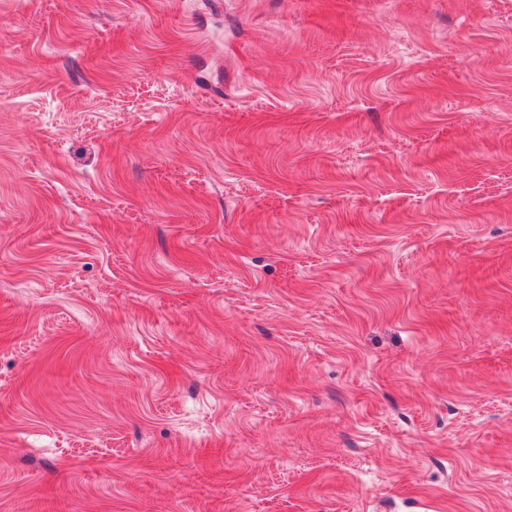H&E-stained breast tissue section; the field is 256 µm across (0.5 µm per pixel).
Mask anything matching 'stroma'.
<instances>
[{"label": "stroma", "instance_id": "35a3bbf8", "mask_svg": "<svg viewBox=\"0 0 512 512\" xmlns=\"http://www.w3.org/2000/svg\"><path fill=\"white\" fill-rule=\"evenodd\" d=\"M0 512H512V0H0Z\"/></svg>", "mask_w": 512, "mask_h": 512}]
</instances>
